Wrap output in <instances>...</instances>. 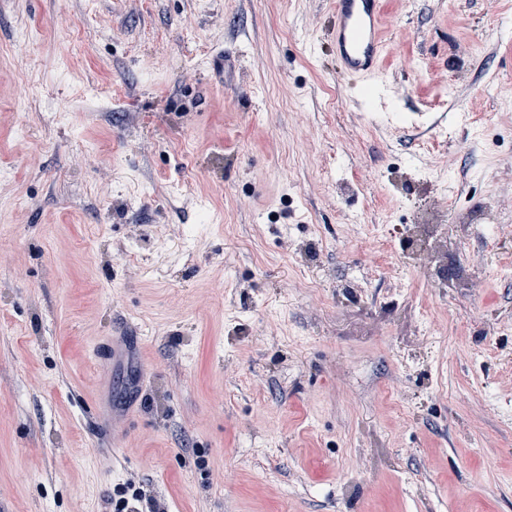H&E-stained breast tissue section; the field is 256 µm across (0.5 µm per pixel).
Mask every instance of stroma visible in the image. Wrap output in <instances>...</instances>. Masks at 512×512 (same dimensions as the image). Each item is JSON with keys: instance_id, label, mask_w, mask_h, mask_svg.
Masks as SVG:
<instances>
[{"instance_id": "1", "label": "stroma", "mask_w": 512, "mask_h": 512, "mask_svg": "<svg viewBox=\"0 0 512 512\" xmlns=\"http://www.w3.org/2000/svg\"><path fill=\"white\" fill-rule=\"evenodd\" d=\"M329 2L0 0L7 512H512V0ZM330 40L340 69L352 77L379 75L386 44L381 37L382 0H336Z\"/></svg>"}]
</instances>
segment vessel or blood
<instances>
[{
    "instance_id": "obj_1",
    "label": "vessel or blood",
    "mask_w": 512,
    "mask_h": 512,
    "mask_svg": "<svg viewBox=\"0 0 512 512\" xmlns=\"http://www.w3.org/2000/svg\"><path fill=\"white\" fill-rule=\"evenodd\" d=\"M330 40L340 69L352 77H374L386 44L381 37L383 0H335Z\"/></svg>"
}]
</instances>
